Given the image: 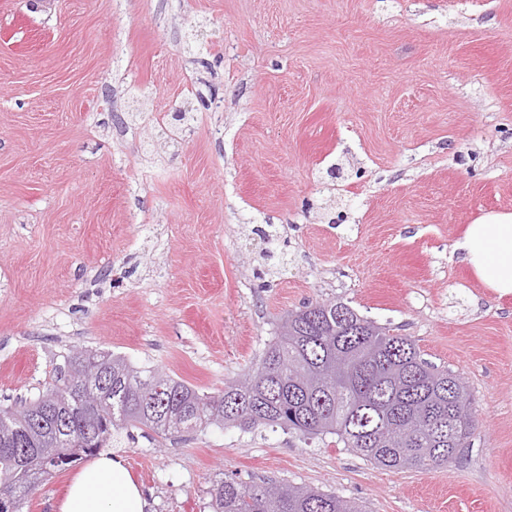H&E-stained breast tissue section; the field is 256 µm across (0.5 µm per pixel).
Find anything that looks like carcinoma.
Wrapping results in <instances>:
<instances>
[{"label": "carcinoma", "mask_w": 512, "mask_h": 512, "mask_svg": "<svg viewBox=\"0 0 512 512\" xmlns=\"http://www.w3.org/2000/svg\"><path fill=\"white\" fill-rule=\"evenodd\" d=\"M111 368L112 389L88 373L89 359L68 355L67 371L30 407L61 406L69 434L0 410V491H13L22 512L29 493L54 474L48 455L86 438L66 466L100 454L114 433L146 427L172 436L211 425L279 427L305 439H336L373 465L433 470L470 447L478 429L460 376L423 359L406 336L358 315L341 301L311 302L289 312L263 358L242 380L199 393L182 380L125 357L93 351ZM213 512H361L314 488L244 485L232 477L211 490Z\"/></svg>", "instance_id": "cac0c4a2"}]
</instances>
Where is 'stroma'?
<instances>
[{"mask_svg": "<svg viewBox=\"0 0 512 512\" xmlns=\"http://www.w3.org/2000/svg\"><path fill=\"white\" fill-rule=\"evenodd\" d=\"M512 212V0H0V405L80 349L202 393L340 300L459 374L479 428L431 471L332 439L130 428L146 512L230 475L365 512H512V296L454 244Z\"/></svg>", "mask_w": 512, "mask_h": 512, "instance_id": "obj_1", "label": "stroma"}]
</instances>
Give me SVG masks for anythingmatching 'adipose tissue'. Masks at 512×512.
<instances>
[{
  "label": "adipose tissue",
  "instance_id": "1",
  "mask_svg": "<svg viewBox=\"0 0 512 512\" xmlns=\"http://www.w3.org/2000/svg\"><path fill=\"white\" fill-rule=\"evenodd\" d=\"M459 259L497 297L512 295V213H488L467 225ZM147 500L121 457L100 456L66 486L58 512H145Z\"/></svg>",
  "mask_w": 512,
  "mask_h": 512
}]
</instances>
